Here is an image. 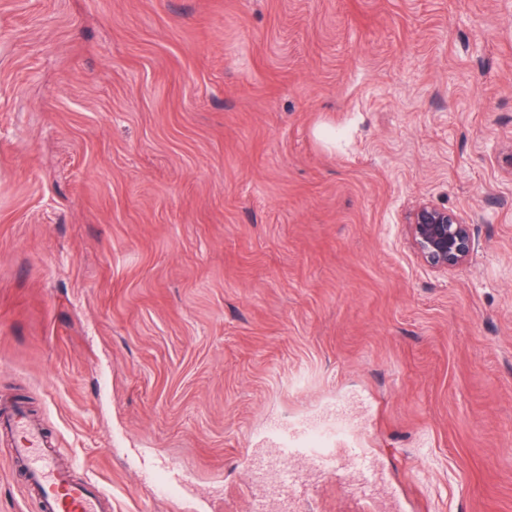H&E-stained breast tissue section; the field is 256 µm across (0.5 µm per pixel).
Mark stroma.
Masks as SVG:
<instances>
[{"instance_id": "1", "label": "stroma", "mask_w": 512, "mask_h": 512, "mask_svg": "<svg viewBox=\"0 0 512 512\" xmlns=\"http://www.w3.org/2000/svg\"><path fill=\"white\" fill-rule=\"evenodd\" d=\"M421 199L469 265L414 254ZM17 399L112 512H250L268 427L339 399L373 495L270 512H512V0H0ZM406 226L415 254L433 268L464 266L476 250L471 224L430 202H418L409 213ZM172 472L179 474V468L175 461L169 460L167 466L153 468L144 472L145 476L155 482L158 492L167 495L174 491L178 482L171 475Z\"/></svg>"}]
</instances>
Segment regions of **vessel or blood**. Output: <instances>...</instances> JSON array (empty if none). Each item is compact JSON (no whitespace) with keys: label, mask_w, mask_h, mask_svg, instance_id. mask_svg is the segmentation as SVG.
I'll use <instances>...</instances> for the list:
<instances>
[{"label":"vessel or blood","mask_w":512,"mask_h":512,"mask_svg":"<svg viewBox=\"0 0 512 512\" xmlns=\"http://www.w3.org/2000/svg\"><path fill=\"white\" fill-rule=\"evenodd\" d=\"M0 426L7 428L14 437L9 463L12 470L22 472L25 481L37 494L40 512H112V495L106 487L93 479L74 481L63 470L57 452L49 444L43 427L31 419L21 408L11 406L0 410ZM317 420L289 428L274 427L269 431L278 451L275 455L253 454L249 466L253 474L261 476L277 472L279 488L286 494L307 496L312 488L295 477L290 462L295 458L308 459L318 471L342 470L347 458L358 462L355 486L364 496L374 491V473L356 439L341 435L333 448L316 452L310 446L311 433L320 428ZM176 462L147 470L146 475L155 482L161 494L174 491L178 483L172 477L177 471Z\"/></svg>","instance_id":"vessel-or-blood-1"}]
</instances>
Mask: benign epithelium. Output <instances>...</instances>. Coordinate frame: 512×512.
I'll list each match as a JSON object with an SVG mask.
<instances>
[{"instance_id": "benign-epithelium-1", "label": "benign epithelium", "mask_w": 512, "mask_h": 512, "mask_svg": "<svg viewBox=\"0 0 512 512\" xmlns=\"http://www.w3.org/2000/svg\"><path fill=\"white\" fill-rule=\"evenodd\" d=\"M407 235L415 254L436 269L464 266L476 250L470 223L426 201L409 213Z\"/></svg>"}]
</instances>
